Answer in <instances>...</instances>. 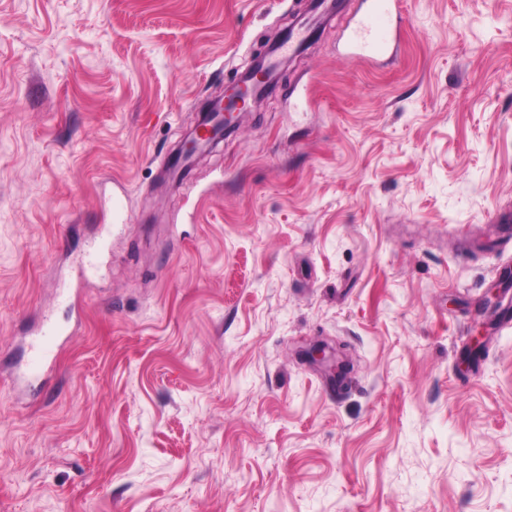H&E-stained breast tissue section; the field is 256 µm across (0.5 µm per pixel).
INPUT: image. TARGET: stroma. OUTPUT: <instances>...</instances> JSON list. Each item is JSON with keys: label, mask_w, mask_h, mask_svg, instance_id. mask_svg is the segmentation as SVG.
Segmentation results:
<instances>
[{"label": "stroma", "mask_w": 512, "mask_h": 512, "mask_svg": "<svg viewBox=\"0 0 512 512\" xmlns=\"http://www.w3.org/2000/svg\"><path fill=\"white\" fill-rule=\"evenodd\" d=\"M354 2L175 186L309 0H0V512H512V322L460 354L512 266V0H402L378 61ZM399 4V0H360L343 33L345 55L367 59L393 56L402 21ZM60 333L53 327L49 326L42 331L38 336H43L34 345V360L30 373L33 377H37L41 369L50 360L54 347V336H59ZM341 347L336 348L323 340L309 343L302 350V355L311 362L321 364L334 372L336 382H343L349 368V359L341 353Z\"/></svg>", "instance_id": "35a3bbf8"}]
</instances>
